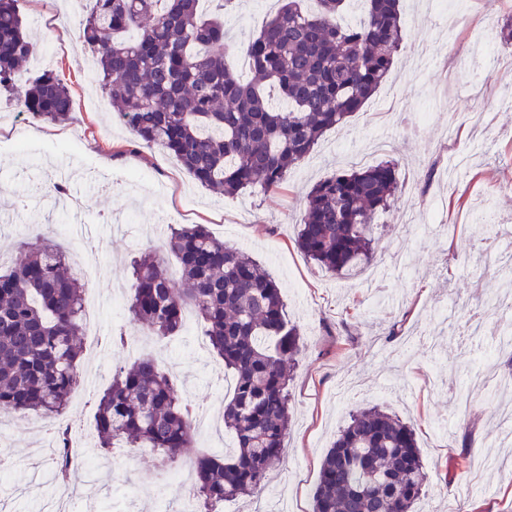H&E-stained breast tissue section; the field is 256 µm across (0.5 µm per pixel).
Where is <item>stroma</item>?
<instances>
[{"mask_svg": "<svg viewBox=\"0 0 512 512\" xmlns=\"http://www.w3.org/2000/svg\"><path fill=\"white\" fill-rule=\"evenodd\" d=\"M431 0H403L405 38L387 82L347 126L327 131L284 187L222 198L202 189L165 150L133 146L91 69L84 63L80 12L64 0H19L25 32L41 65L66 83L77 120L40 122L38 137L15 102L0 95V256L10 257L29 224L72 236L97 255L90 291L103 305L100 332L127 321L128 265L147 249H161L168 225L205 224L243 249L285 286L288 315L300 325L304 347L292 382L294 419L284 466L270 477L284 488L291 512H310L321 460L349 411L381 405L411 420L429 488L422 512H512V423L500 407L512 394L495 390L507 376V351L496 350L493 329L512 322L494 310V294L511 279L499 262L512 259V106L499 105L484 73L460 65L457 54L495 42L512 16V0H470L444 20ZM274 0H240L225 14L228 42L255 35ZM485 126L469 121L475 107ZM368 164L398 162L404 182L377 218V260L370 280L322 272L296 247L307 192L317 180ZM70 172L80 211L66 208L54 185ZM496 204L497 225L485 230L455 206L457 199ZM403 321L401 337L384 333ZM194 324L172 340L162 364L180 395L221 413L224 365L197 342ZM111 375L85 385L64 417L82 461L102 463L101 490L76 499L78 512H183L189 499L163 483V467L149 449L107 455L92 442L95 396ZM471 436L472 467L480 479L464 490L470 469L457 468L463 436ZM0 512H55L59 489L46 432L13 420L0 433Z\"/></svg>", "mask_w": 512, "mask_h": 512, "instance_id": "obj_1", "label": "stroma"}]
</instances>
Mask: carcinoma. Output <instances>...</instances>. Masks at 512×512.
Segmentation results:
<instances>
[{
	"mask_svg": "<svg viewBox=\"0 0 512 512\" xmlns=\"http://www.w3.org/2000/svg\"><path fill=\"white\" fill-rule=\"evenodd\" d=\"M89 0L80 24L92 71L120 121L143 147H160L204 189L234 197L283 187L326 131L346 124L386 82L404 40L401 0H282L243 50L244 71L226 63L221 14L234 0ZM36 46L18 0H0V92L32 120L75 119L69 88L50 70L27 75ZM402 190L391 160L334 174L309 191L295 244L320 268L354 276L374 260L376 219ZM48 237L21 241L0 273V411L58 418L81 387L85 284ZM131 324L163 343L180 335L192 307L213 355L232 380L224 457L195 462L201 512L251 496L284 461L291 389L302 351L281 289L246 251L203 224H172L161 252L130 265ZM190 406L146 356L112 374L94 413L97 447L149 448L165 465L192 443ZM53 480H72L58 448ZM428 485L414 427L373 405L339 429L322 459L313 512H419Z\"/></svg>",
	"mask_w": 512,
	"mask_h": 512,
	"instance_id": "cac0c4a2",
	"label": "carcinoma"
}]
</instances>
